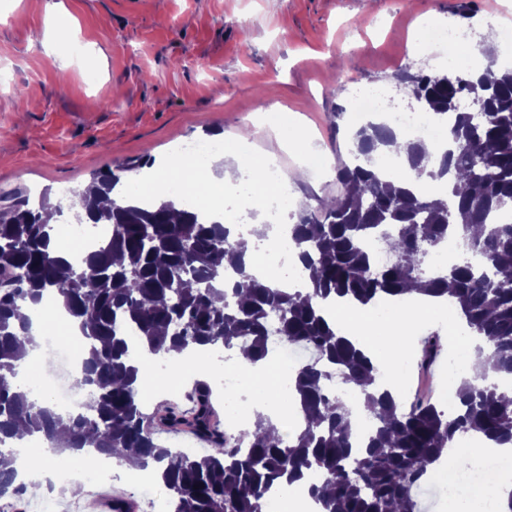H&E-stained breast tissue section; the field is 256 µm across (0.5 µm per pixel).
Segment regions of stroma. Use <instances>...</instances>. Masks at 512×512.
<instances>
[{
	"mask_svg": "<svg viewBox=\"0 0 512 512\" xmlns=\"http://www.w3.org/2000/svg\"><path fill=\"white\" fill-rule=\"evenodd\" d=\"M71 18L62 42L45 30L50 4ZM445 17L497 39L512 0H8L0 18V193L84 188L99 172L152 158L162 169L180 143L244 135L246 158L279 162L288 210L339 194L334 174L307 166L304 147L353 148V125L334 127L357 85H388L408 57L458 71L433 53L416 16ZM290 112L289 148L262 110ZM194 376L167 380L150 411L194 410ZM95 485L55 501L1 499L0 512H85Z\"/></svg>",
	"mask_w": 512,
	"mask_h": 512,
	"instance_id": "obj_1",
	"label": "stroma"
}]
</instances>
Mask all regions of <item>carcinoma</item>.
<instances>
[{
    "instance_id": "carcinoma-1",
    "label": "carcinoma",
    "mask_w": 512,
    "mask_h": 512,
    "mask_svg": "<svg viewBox=\"0 0 512 512\" xmlns=\"http://www.w3.org/2000/svg\"><path fill=\"white\" fill-rule=\"evenodd\" d=\"M481 54L476 78L407 69L393 75L427 114L447 122L452 148L435 162L426 140H408L406 161L417 173L431 167L434 182L455 173L448 204L431 201L428 186L411 189L381 175L372 155L395 139L394 130L376 123L359 128L355 162L336 170L344 191L303 208L290 225L311 284L303 297L248 277L242 259L232 270L250 278L247 296L236 286L216 287L229 281L224 260L244 251L245 238L172 199L132 205L128 190L110 197L126 172L152 166L149 159L100 172L74 193L69 210L77 223L111 228L108 240L80 260L56 254L59 229L50 219L64 208L49 204V189L36 203L24 192L0 206V460L13 453L10 439L20 429L50 444L64 434L70 449L162 468L172 512H266L275 487L301 479L320 512H417L414 490L453 440L471 435L512 444V398L489 381L492 374L512 375V69L500 67L494 53ZM462 93L484 108L481 120L454 106ZM379 235L391 261L377 269L366 244ZM451 238L461 239L467 254L429 270L430 254ZM413 283L431 296L456 299L469 328L487 340L486 369L462 379L451 411L430 399L402 406L387 391H362L373 430L355 448L352 406L328 387H363L378 369L335 328L325 302L374 305L403 296ZM47 296L79 321L90 346L80 371L89 399L75 415L17 380L23 342L37 345L20 310ZM127 328L136 333L133 344ZM276 340L310 352L293 375L304 429L285 438L259 422L231 447L211 426L212 392L201 383L191 420L169 412L164 424L188 423L223 446L224 457L198 459L155 441L148 426L155 415L146 413L136 386V346L146 342L160 359L172 349L241 344L263 359ZM440 351L438 337L424 339L420 365L430 366ZM27 490L15 470L0 467V497Z\"/></svg>"
}]
</instances>
